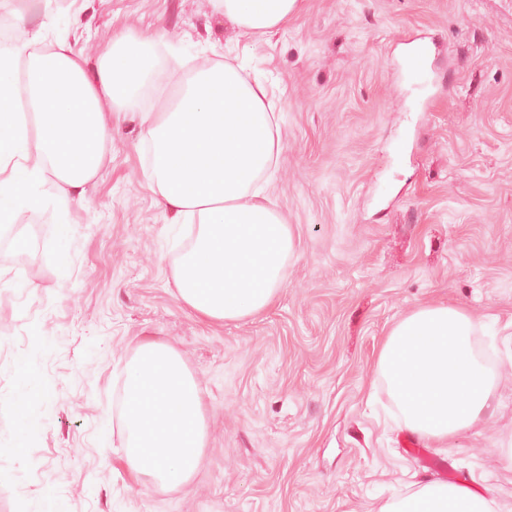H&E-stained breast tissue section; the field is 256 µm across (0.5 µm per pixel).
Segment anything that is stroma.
<instances>
[{
	"label": "stroma",
	"mask_w": 512,
	"mask_h": 512,
	"mask_svg": "<svg viewBox=\"0 0 512 512\" xmlns=\"http://www.w3.org/2000/svg\"><path fill=\"white\" fill-rule=\"evenodd\" d=\"M48 39L77 41L94 71L115 34L160 32L172 84L217 61L262 82L283 150L267 196L296 251L277 304L213 322L175 295L183 232L149 188L140 115L110 116L112 151L71 212L61 268L44 257L58 217L33 203L0 236V431L21 357L54 387L36 444L0 458V512L55 494L64 512H381L431 481L403 455L383 336L418 305L486 323L491 408L440 456L494 512H512V0H301L288 26L243 37L209 0H28ZM430 51L429 84L404 49ZM176 348L203 390L209 438L187 485L125 465L115 405L144 339ZM428 50L422 46L416 56L407 65L405 78L414 87H420L429 78L427 67Z\"/></svg>",
	"instance_id": "35a3bbf8"
}]
</instances>
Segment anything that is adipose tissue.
<instances>
[{"label": "adipose tissue", "mask_w": 512, "mask_h": 512, "mask_svg": "<svg viewBox=\"0 0 512 512\" xmlns=\"http://www.w3.org/2000/svg\"><path fill=\"white\" fill-rule=\"evenodd\" d=\"M243 34H269L287 25L301 0H210ZM19 32L0 47V233L39 196L45 183L60 225L48 256L68 252L69 222L83 205L112 142L106 112L142 106L173 91V105L143 113L140 142L151 160L144 176L175 224H196L174 261L178 299L197 314L234 322L268 311L286 282L295 242L290 225L265 191L281 153L279 125L266 87L221 62L200 68L177 88L160 65L163 34L123 32L95 72L71 43L45 45L15 0H0ZM479 329L465 310L443 303L418 306L385 336L376 360L406 432L438 447L487 412L493 378L473 355ZM10 403L14 425L0 432V449L19 455L46 388L33 363L16 361ZM384 512H489L484 498L428 483L390 502Z\"/></svg>", "instance_id": "obj_1"}]
</instances>
